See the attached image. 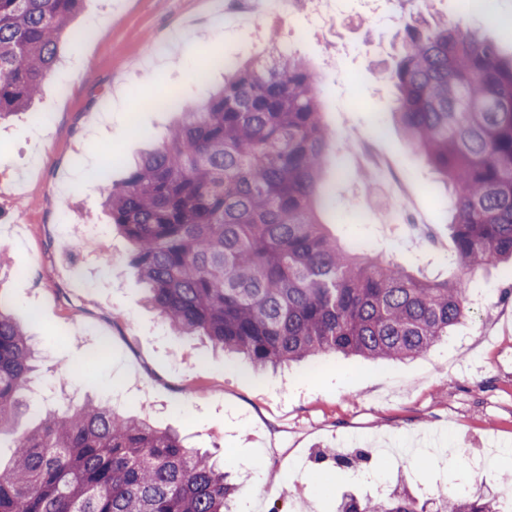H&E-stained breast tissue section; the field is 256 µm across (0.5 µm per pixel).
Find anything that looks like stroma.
I'll return each mask as SVG.
<instances>
[{"instance_id":"35a3bbf8","label":"stroma","mask_w":512,"mask_h":512,"mask_svg":"<svg viewBox=\"0 0 512 512\" xmlns=\"http://www.w3.org/2000/svg\"><path fill=\"white\" fill-rule=\"evenodd\" d=\"M217 0H84L60 61L31 111L0 121V295L41 361L0 454L46 408L107 400L224 463L238 484L232 512H333L405 480L412 493L467 477L495 491L501 478L468 450L512 448V298L501 270L473 277L464 323L422 356L336 355L277 371L253 368L200 336H174L130 271L133 248L101 208L93 176L123 181L177 115L143 101L204 97L224 82V60L288 46L319 74L322 123L333 156L319 219L339 242L413 272L453 274L448 194L406 142L382 77L400 49L414 0H344L341 14L298 32L287 16L248 28L210 24ZM436 18L480 31L512 56V0H428ZM125 105L114 108L117 86ZM85 224L105 226L100 239ZM375 464L365 483L337 466L357 451Z\"/></svg>"}]
</instances>
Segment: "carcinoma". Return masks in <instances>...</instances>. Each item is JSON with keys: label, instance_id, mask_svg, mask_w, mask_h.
Masks as SVG:
<instances>
[{"label": "carcinoma", "instance_id": "obj_1", "mask_svg": "<svg viewBox=\"0 0 512 512\" xmlns=\"http://www.w3.org/2000/svg\"><path fill=\"white\" fill-rule=\"evenodd\" d=\"M82 0H0V120L43 90ZM384 79L407 142L452 200L453 278H416L341 246L316 219L330 162L316 76L280 50L230 62L202 101L174 100L169 135L109 183L103 207L134 246L136 278L177 335L276 368L325 353L403 359L449 335L470 304L467 278L505 266L512 294V58L479 33L424 15L404 23ZM35 351L0 296V428L19 415ZM224 469L170 430L107 404L61 405L0 461V512H229ZM478 491L420 498L395 488L345 495L336 512H498Z\"/></svg>", "mask_w": 512, "mask_h": 512}]
</instances>
